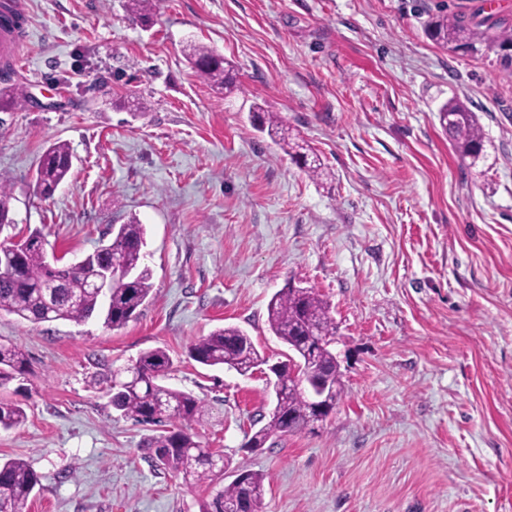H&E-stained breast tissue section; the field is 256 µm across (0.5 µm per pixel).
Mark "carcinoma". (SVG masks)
I'll return each mask as SVG.
<instances>
[{"instance_id": "cac0c4a2", "label": "carcinoma", "mask_w": 512, "mask_h": 512, "mask_svg": "<svg viewBox=\"0 0 512 512\" xmlns=\"http://www.w3.org/2000/svg\"><path fill=\"white\" fill-rule=\"evenodd\" d=\"M426 31L443 48L474 49L476 44L491 42L497 61L512 74V27L490 16L475 12L471 17L439 14L431 18ZM188 58L202 75L227 93L235 89L233 65L204 44L189 46ZM443 128L463 160L476 164L484 152V137L475 115L463 104L451 101L440 109ZM251 119L254 127L267 134L271 141L299 164L312 177L325 176L324 166L313 148L304 140L292 138L278 118L261 106L254 105ZM72 169V153L67 144L56 142L44 152L37 169L36 184L43 187L41 195L64 182ZM12 193L0 186V224L13 223ZM145 225L131 220L122 224L112 241L97 248L93 261L98 268H113L134 272L132 280L112 289V297L102 296L87 286L91 270L80 264L52 268L46 260L44 238L35 229L29 237L38 240L23 256L21 270L16 272L0 266V312L15 315L32 323L71 321L82 323L97 314H104V324L115 330L122 328L150 296L152 272L143 264L146 245ZM60 281L53 298L39 295L41 286L52 279ZM267 322L271 332L288 350L302 355L300 337L321 336L318 347V367L327 373L334 393L330 404L336 405L343 392L336 358L329 350L336 326L329 305L308 288H284L268 304ZM188 356L205 367H227L244 375L260 364L267 363L251 337L237 327L212 331L193 343ZM27 364L23 352L14 344L0 342V386L24 372ZM173 365L166 350L155 348L143 352L134 364L123 372L112 374L111 403L113 408L138 423L160 425L177 420L182 427L149 439L148 448L157 462L186 482L203 483L224 475V458L204 446L198 436L189 432L192 424L210 417L203 400L194 393L167 387L160 383ZM291 368L284 361L276 372L282 387L277 409L269 420L249 439L251 448L260 450L276 435L298 432L309 423V406L305 393L290 376ZM26 419L23 407L17 403L0 402V429L20 426ZM265 476L244 470L217 492L202 512H258L265 495ZM40 477L27 461L11 458L0 462V512H27L28 500Z\"/></svg>"}]
</instances>
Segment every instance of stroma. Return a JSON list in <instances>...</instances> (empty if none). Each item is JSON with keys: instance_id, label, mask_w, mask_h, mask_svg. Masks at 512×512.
Segmentation results:
<instances>
[{"instance_id": "1", "label": "stroma", "mask_w": 512, "mask_h": 512, "mask_svg": "<svg viewBox=\"0 0 512 512\" xmlns=\"http://www.w3.org/2000/svg\"><path fill=\"white\" fill-rule=\"evenodd\" d=\"M18 70L0 89L29 103L0 114V184L12 223L75 263L146 228L148 302L119 329L102 319L34 324L0 314L26 372L0 387L25 422L0 458L40 484L29 512H201L216 486L150 458L161 433L109 403L112 371L162 348L166 386L203 398L195 432L236 470L265 475L262 512H512V76L493 47L446 51L430 16L479 10L512 25V0H23ZM196 41L234 67L214 90L185 56ZM475 113L484 156L469 166L439 107ZM278 113L332 177L313 179L250 122ZM64 141L71 175L52 197L39 159ZM313 289L336 325L344 392L306 429L253 450L273 396L263 374L187 356L236 326L269 363L287 348L267 306Z\"/></svg>"}]
</instances>
